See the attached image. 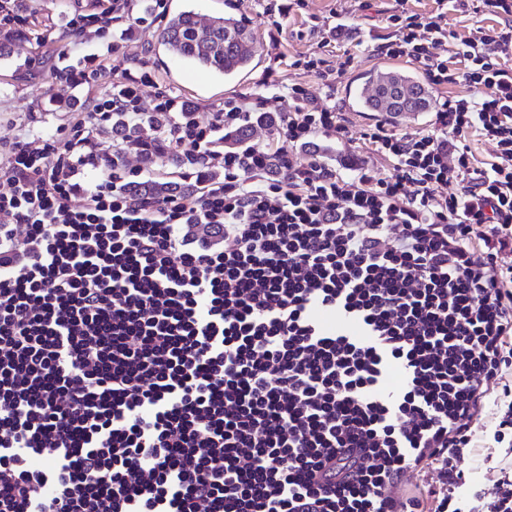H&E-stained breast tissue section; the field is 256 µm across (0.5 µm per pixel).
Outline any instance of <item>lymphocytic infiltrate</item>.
Returning a JSON list of instances; mask_svg holds the SVG:
<instances>
[{
  "instance_id": "obj_1",
  "label": "lymphocytic infiltrate",
  "mask_w": 512,
  "mask_h": 512,
  "mask_svg": "<svg viewBox=\"0 0 512 512\" xmlns=\"http://www.w3.org/2000/svg\"><path fill=\"white\" fill-rule=\"evenodd\" d=\"M130 2L69 14L61 37L99 45L60 82L96 86L120 61L108 17ZM482 2L498 23L455 69L433 52L443 13L391 15L378 53L470 93L430 133L368 132L386 179L322 160L319 138L345 129L303 86L204 121L163 90L144 105L140 59L67 127L0 141V512H467L453 462L512 367V0ZM288 102L278 135L302 154L220 149ZM117 114L162 123L193 193H128L139 168L94 144ZM430 463L444 488L400 492Z\"/></svg>"
}]
</instances>
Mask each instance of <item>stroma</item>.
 <instances>
[{"label":"stroma","mask_w":512,"mask_h":512,"mask_svg":"<svg viewBox=\"0 0 512 512\" xmlns=\"http://www.w3.org/2000/svg\"><path fill=\"white\" fill-rule=\"evenodd\" d=\"M30 13L33 24L26 36L15 38L8 58L0 59V140L13 138L21 128L40 132L55 130L69 123L88 95H101L120 80L121 71H113L108 79L94 88L71 86L56 78L57 67L65 57H78L94 52L96 43L57 41V31L73 8L72 0H17ZM150 0H137L133 19L114 25L113 33L126 54L143 57L155 72L158 86L170 94L193 101L201 119L220 109L225 98L268 96L287 93L289 87L302 85L318 105H335L347 129L343 139L325 142L321 152L326 161L335 164L337 173H345L341 158H349L354 166L373 168L376 177L393 174L390 160L374 152L365 134L380 124L388 131L410 135L432 131L434 115L426 112L393 119L381 112H366L354 102L350 91L361 82L363 74L380 69L399 68L422 73L420 64L408 57L387 58L375 47L394 35L391 14L408 9L420 14L443 11L453 39L437 48L442 58H454L460 42L474 35L477 28L494 25L496 19L485 10L461 11L450 0H307L302 9H292L281 20L282 31L272 35L268 21L267 0H167L168 11L190 7L200 15L230 13L249 22L254 62L250 71L221 80L210 72L183 63L159 41L158 28H146L136 22ZM348 29L347 37L328 40L327 30L337 24ZM305 55L322 57L336 73L332 86H325L314 73L294 68L295 58ZM498 422L493 409H485L472 429V449L459 464L466 483L460 496L470 491L493 489L504 471L512 469V442L494 443L492 431Z\"/></svg>","instance_id":"1"}]
</instances>
